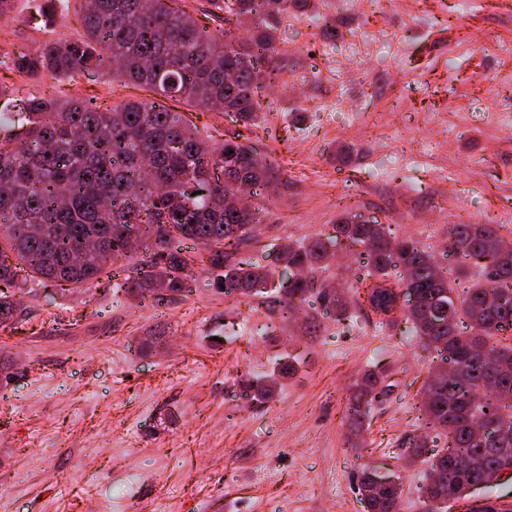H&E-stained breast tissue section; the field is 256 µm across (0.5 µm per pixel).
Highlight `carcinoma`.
I'll use <instances>...</instances> for the list:
<instances>
[{
  "label": "carcinoma",
  "mask_w": 512,
  "mask_h": 512,
  "mask_svg": "<svg viewBox=\"0 0 512 512\" xmlns=\"http://www.w3.org/2000/svg\"><path fill=\"white\" fill-rule=\"evenodd\" d=\"M35 16L75 11L82 32L45 40L0 62L24 76L64 80L76 72H104L144 87L160 98H179L202 110L220 109L248 126L263 109L262 83L278 68L279 21L288 10H311L314 0H211L227 11L224 30L213 34L171 0H27ZM250 33L239 38L241 31ZM23 114L27 129L17 147L0 143V325L24 310L5 292L33 281L80 287L100 279L128 238L144 248L128 277V294L157 301L192 291V259L180 242L198 241L208 262L222 271L224 296L268 293L277 269L307 274L277 291L283 317L315 298L336 320L358 324L350 299L324 276L327 246L320 239L278 245L275 268L266 256H240L255 239L261 209L248 196L278 183L281 174L257 145L241 135L210 144L178 112L156 101H128L103 109L92 99L15 95L0 85V99ZM335 241L362 247L367 263L365 301L395 323V274L419 293L402 316L424 349L442 355L427 375L421 401V433L404 440L412 459L426 457L429 479L422 496L429 512L468 495L493 474L512 467V240L490 224H453L446 256L438 264L429 249L398 237L382 224L350 216L335 225ZM473 269L478 281L467 282ZM276 380H244L251 400H269ZM387 377L367 370L347 402L349 435L359 437L372 403L391 392ZM484 417L504 429L482 440L470 422ZM445 438L431 448L430 432ZM365 512H398L403 489L373 488L359 476Z\"/></svg>",
  "instance_id": "obj_1"
}]
</instances>
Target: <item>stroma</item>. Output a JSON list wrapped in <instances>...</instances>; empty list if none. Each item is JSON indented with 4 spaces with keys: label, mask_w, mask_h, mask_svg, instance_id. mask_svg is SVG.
<instances>
[{
    "label": "stroma",
    "mask_w": 512,
    "mask_h": 512,
    "mask_svg": "<svg viewBox=\"0 0 512 512\" xmlns=\"http://www.w3.org/2000/svg\"><path fill=\"white\" fill-rule=\"evenodd\" d=\"M289 14L277 76L252 129L221 111L173 103L210 142L262 143L284 179L259 189L256 242L333 237L344 214L388 225L440 257L453 224H490L512 239V0H317ZM335 21L336 41L321 35ZM75 20L17 11L0 57L74 37ZM20 93L154 100L108 76L64 82L0 70ZM195 255L192 294L157 303L109 274L81 290L21 295L0 326V512H365L363 470L399 479L400 512H425L423 459L401 443L419 423L420 389L437 360L405 320L364 309L355 328L316 300L284 319L274 294L225 298ZM272 399L239 382L276 376ZM390 393L350 441L346 403L366 370ZM80 471L66 486L55 474Z\"/></svg>",
    "instance_id": "1"
}]
</instances>
